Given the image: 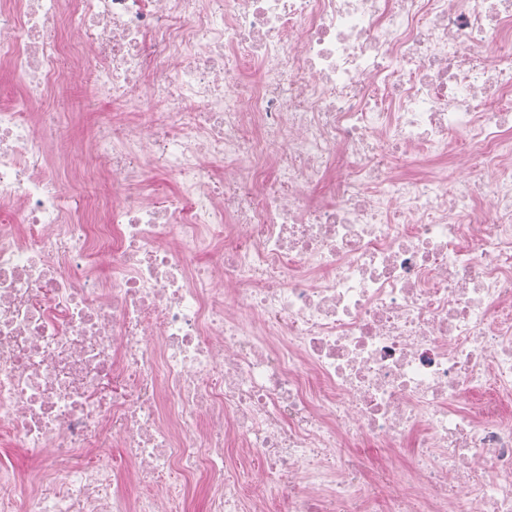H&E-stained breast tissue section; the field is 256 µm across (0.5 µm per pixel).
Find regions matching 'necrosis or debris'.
<instances>
[{"label":"necrosis or debris","instance_id":"obj_1","mask_svg":"<svg viewBox=\"0 0 512 512\" xmlns=\"http://www.w3.org/2000/svg\"><path fill=\"white\" fill-rule=\"evenodd\" d=\"M0 65V512H512V0H0ZM90 83H64L56 96L44 103L53 112L61 113L71 141L73 164L82 166L87 158L81 154V144L89 137L93 125L103 116L88 106ZM3 461L8 466L15 469L17 472L24 474L34 470L37 467V462L27 456L19 448H13L8 442H0V462Z\"/></svg>","mask_w":512,"mask_h":512}]
</instances>
